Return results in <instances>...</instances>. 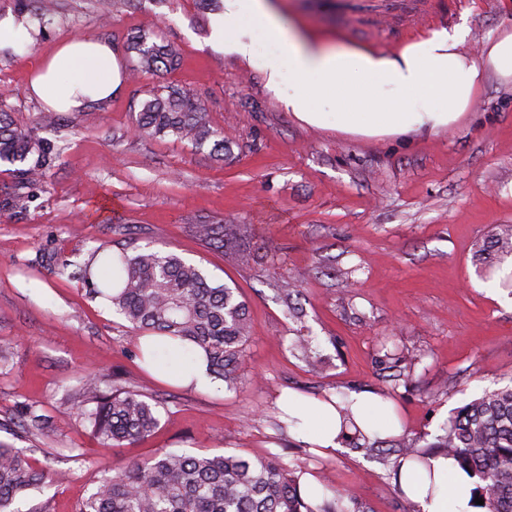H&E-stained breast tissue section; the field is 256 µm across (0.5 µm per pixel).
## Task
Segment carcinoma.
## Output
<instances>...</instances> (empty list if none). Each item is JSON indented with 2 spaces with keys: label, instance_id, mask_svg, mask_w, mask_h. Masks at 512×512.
Instances as JSON below:
<instances>
[{
  "label": "carcinoma",
  "instance_id": "1",
  "mask_svg": "<svg viewBox=\"0 0 512 512\" xmlns=\"http://www.w3.org/2000/svg\"><path fill=\"white\" fill-rule=\"evenodd\" d=\"M135 53L133 74H150L178 66L177 47L150 33L130 38ZM136 134L187 141L196 149L224 159L231 141L214 129L201 101L175 85L152 88L141 103ZM53 147L17 125L0 107V163L20 167L29 181H38ZM202 242L229 251L245 263L254 253L240 240L243 224H194ZM512 250V237L499 232L479 246L478 256L494 254L483 269L487 276L501 269ZM94 298L105 301L136 331L166 340L169 363L181 360V347L191 343L206 355L212 378L237 389L239 371L249 340L246 301L239 289L215 283L203 271L170 251L150 246L133 253L112 252L102 246L72 273ZM80 395L94 407L81 413L102 443L120 446L153 434L160 425L159 402L146 393L109 386V375L87 373L79 378ZM342 437L354 448L374 451L384 444L381 461L395 457L394 468L407 463L432 474L431 460L446 456L474 480L475 497L486 512H512V383L484 393L454 409L441 426L436 442L418 438L370 439L357 422L352 401L336 405ZM17 427L43 433L49 422L28 407ZM302 467L290 466L277 455L246 458L238 454L191 455L161 450L143 462H133L102 479L84 498L77 512H365L349 491L321 485V503L313 505L301 492ZM54 481L53 475L32 465L21 449L0 441V512H22L32 489Z\"/></svg>",
  "mask_w": 512,
  "mask_h": 512
}]
</instances>
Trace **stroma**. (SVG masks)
<instances>
[{"instance_id":"1","label":"stroma","mask_w":512,"mask_h":512,"mask_svg":"<svg viewBox=\"0 0 512 512\" xmlns=\"http://www.w3.org/2000/svg\"><path fill=\"white\" fill-rule=\"evenodd\" d=\"M31 0H0V17L26 30L0 47V100L56 153L31 184L0 165V440L26 449L33 465L67 472L61 486L31 493L34 512H75L99 481L165 449L191 454L279 455L324 483L355 489L368 512H420L392 467L343 446L322 454L276 426L278 398L385 400L398 437L433 441L451 411L512 382V291L479 277L478 243L512 225V84L489 77L465 120L436 133L353 138L298 122L268 91L262 73L212 49L211 12L199 0H57L44 23ZM284 15L313 31L385 52L422 29L467 22L466 50L512 29V0H281ZM153 32L181 53L171 72L126 78L104 103L41 126L30 70L62 41H111L132 66L131 36ZM172 84L201 98L212 127L232 140L217 161L190 144L134 134L145 92ZM194 224H243L258 262L236 263L206 247ZM172 251L239 288L251 337L238 389H184L154 377L137 355V331L92 298L82 282L47 270L55 253L83 264L98 246ZM292 282L303 318H288L279 287ZM308 336L317 368L292 346ZM419 363L388 390L389 344ZM106 371L161 400L160 427L120 447L103 446L77 419L78 378ZM48 416L45 434L6 430L20 407ZM83 457H76V449Z\"/></svg>"}]
</instances>
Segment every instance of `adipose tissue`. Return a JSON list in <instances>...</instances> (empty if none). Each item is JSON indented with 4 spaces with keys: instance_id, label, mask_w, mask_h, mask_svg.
Returning a JSON list of instances; mask_svg holds the SVG:
<instances>
[{
    "instance_id": "adipose-tissue-1",
    "label": "adipose tissue",
    "mask_w": 512,
    "mask_h": 512,
    "mask_svg": "<svg viewBox=\"0 0 512 512\" xmlns=\"http://www.w3.org/2000/svg\"><path fill=\"white\" fill-rule=\"evenodd\" d=\"M466 23L423 32L396 52L362 49L285 20L277 0H224L211 23L209 42L262 71L265 86L284 108L313 127L333 124L363 137L440 131L458 122L486 76L512 81V32L504 31L475 52L464 51ZM274 42L279 59L258 55L260 38ZM123 64L111 43L72 37L36 66L30 89L59 112H77L111 99L123 88ZM282 408L298 423V436L331 453L340 448L333 404L288 396ZM438 491L404 483L421 512H473L472 483L453 460L433 461Z\"/></svg>"
}]
</instances>
